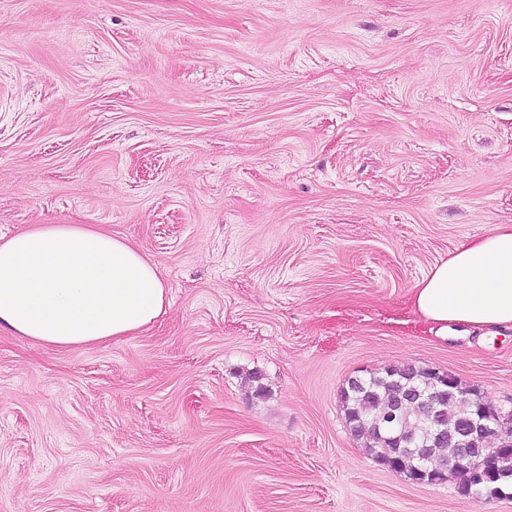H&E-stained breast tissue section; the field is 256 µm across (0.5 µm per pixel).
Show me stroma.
<instances>
[{"mask_svg":"<svg viewBox=\"0 0 512 512\" xmlns=\"http://www.w3.org/2000/svg\"><path fill=\"white\" fill-rule=\"evenodd\" d=\"M157 263L145 332L0 331V512H512L417 484L349 378L433 365L512 412V329L411 290L512 224V0H0V237Z\"/></svg>","mask_w":512,"mask_h":512,"instance_id":"obj_1","label":"stroma"}]
</instances>
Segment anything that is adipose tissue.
<instances>
[{
	"mask_svg": "<svg viewBox=\"0 0 512 512\" xmlns=\"http://www.w3.org/2000/svg\"><path fill=\"white\" fill-rule=\"evenodd\" d=\"M439 331L512 326V225L462 243L412 288ZM154 262L89 224H36L0 238V329L48 347L136 336L164 311Z\"/></svg>",
	"mask_w": 512,
	"mask_h": 512,
	"instance_id": "adipose-tissue-1",
	"label": "adipose tissue"
}]
</instances>
